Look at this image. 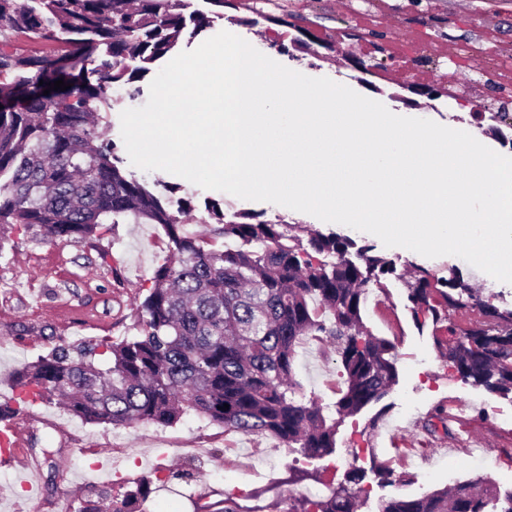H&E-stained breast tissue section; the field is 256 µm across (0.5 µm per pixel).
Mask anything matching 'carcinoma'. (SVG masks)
Wrapping results in <instances>:
<instances>
[{"label": "carcinoma", "mask_w": 512, "mask_h": 512, "mask_svg": "<svg viewBox=\"0 0 512 512\" xmlns=\"http://www.w3.org/2000/svg\"><path fill=\"white\" fill-rule=\"evenodd\" d=\"M188 0H0V241L14 228H39L49 242L93 235L104 224H159L169 258L154 272L137 305L138 334L119 342L59 348L15 370L18 407L0 406V421L33 403L58 404L96 424L170 426L189 413L253 435L268 434L305 460L333 453L345 419L380 402L397 383L394 342L374 336L362 308L369 285L385 288L396 262L334 232L256 221L249 212L226 218L207 206L212 239L188 229L187 199L174 187L148 184L123 168L105 114L112 90L165 57L187 29L211 20L185 13ZM31 33L63 46L27 53L15 45ZM92 68H87V65ZM96 76L91 80L90 76ZM58 79L72 84L43 94ZM497 114L489 128L512 146ZM407 298L416 323L433 326L440 357L475 386L512 394V309L499 308L457 273L437 277L424 267L410 275ZM477 311L483 323L457 333V312ZM308 336L336 346L344 388L330 418L294 378L296 347ZM229 405L223 411L221 407ZM397 481L393 468L349 465L313 499H288L284 512H357L367 473ZM324 483L318 468L290 467L288 482ZM154 480L143 475L120 498L102 489L74 512H145ZM379 512H512L490 481H464L416 498L389 499Z\"/></svg>", "instance_id": "carcinoma-1"}]
</instances>
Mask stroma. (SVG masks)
Wrapping results in <instances>:
<instances>
[{
    "instance_id": "1",
    "label": "stroma",
    "mask_w": 512,
    "mask_h": 512,
    "mask_svg": "<svg viewBox=\"0 0 512 512\" xmlns=\"http://www.w3.org/2000/svg\"><path fill=\"white\" fill-rule=\"evenodd\" d=\"M285 25H276V18ZM372 27L387 34L403 32L415 54L448 57L447 65L425 68L421 80L441 84L446 93L427 98L404 88L400 67L368 73L354 70L342 56L322 48L323 39L342 25ZM309 30L316 52L270 44L281 34L289 44L296 27ZM255 38L261 53L309 77H327L384 104L405 117L434 121L472 136L494 151L498 140L479 129L469 110L476 104L498 107L500 82L489 75L512 71V0H230L221 18L198 36H182L178 51L198 47L220 31ZM146 182L157 179L190 199V230L206 232L208 201L223 202L226 213L249 211L273 221L285 218L308 229L334 231L357 244L373 246L397 268L418 265L437 276L457 270L474 287L487 288L512 304V284L488 280L456 256L427 258L414 251L385 247L374 235L333 225L269 202L249 201L205 190L162 171H138ZM168 238L156 224H106L99 234L62 243L43 240L38 229L17 230L0 248V404L14 394L11 376L21 363L35 361L60 347L100 344L136 333V306L148 294L155 269L164 262ZM386 291L371 289L362 318L375 335L398 345V382L380 402L347 418L336 435L333 454L323 458L327 477L342 480L353 453L370 452L391 462L403 481L378 485L367 478L360 512H378L381 501L416 497L449 483L485 479L501 493L512 491V397L505 398L463 380L443 362L431 327L414 322L402 280L389 277ZM294 375L306 397L332 405L328 384L340 380V366L328 341L304 340L296 349ZM467 410L449 419L444 432H431L438 409L449 399ZM34 456V481L25 487L17 468L0 462V512H67L68 507L107 489L125 492L142 475L169 467L182 476L153 492L146 512H194L233 495L244 506L268 505L286 497H304L310 482L289 483L292 457L270 435H244L185 415L172 426L139 424L112 427L81 421L54 405L38 403L12 419ZM120 443L131 451L113 465L110 449ZM263 449L270 467L264 477L245 479L255 449ZM260 500H252L254 491Z\"/></svg>"
}]
</instances>
